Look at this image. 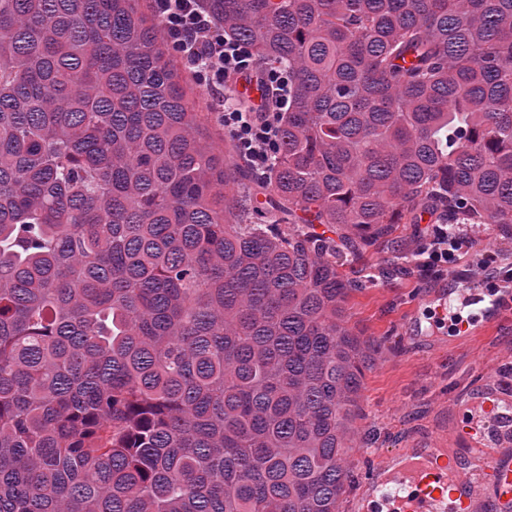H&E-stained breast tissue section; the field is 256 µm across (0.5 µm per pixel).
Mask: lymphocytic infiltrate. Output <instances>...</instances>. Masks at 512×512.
<instances>
[{"instance_id":"1","label":"lymphocytic infiltrate","mask_w":512,"mask_h":512,"mask_svg":"<svg viewBox=\"0 0 512 512\" xmlns=\"http://www.w3.org/2000/svg\"><path fill=\"white\" fill-rule=\"evenodd\" d=\"M154 9L173 48L183 57L196 83L218 97L225 130L255 170L266 169L279 142L277 116L288 108L291 77L287 70L259 62L250 46L227 36L203 0H154ZM258 76L267 99L263 110L225 96L235 77ZM466 239L456 224H441L431 244L419 249L424 264L455 263Z\"/></svg>"}]
</instances>
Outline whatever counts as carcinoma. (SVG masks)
<instances>
[{
  "label": "carcinoma",
  "instance_id": "obj_1",
  "mask_svg": "<svg viewBox=\"0 0 512 512\" xmlns=\"http://www.w3.org/2000/svg\"><path fill=\"white\" fill-rule=\"evenodd\" d=\"M139 2L0 0V512H342L380 343L338 241L512 255V0H204L293 71L263 177Z\"/></svg>",
  "mask_w": 512,
  "mask_h": 512
}]
</instances>
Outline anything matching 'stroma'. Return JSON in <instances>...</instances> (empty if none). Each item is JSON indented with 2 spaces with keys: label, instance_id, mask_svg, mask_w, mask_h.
Instances as JSON below:
<instances>
[{
  "label": "stroma",
  "instance_id": "stroma-1",
  "mask_svg": "<svg viewBox=\"0 0 512 512\" xmlns=\"http://www.w3.org/2000/svg\"><path fill=\"white\" fill-rule=\"evenodd\" d=\"M433 229L430 219L392 225L383 239L366 246L342 271L359 278L397 245L422 244ZM496 233L495 225H485L455 265L421 264L414 272L366 285L351 295V326L380 341L381 348L376 365L365 375L361 403L367 418L361 423L357 450L350 455L356 480L343 498L344 512H368L377 481L410 459L447 454L471 474L482 464V449L495 448L498 457L512 460V448H496L480 425L466 430L457 426L460 414L512 391V385L500 379L501 371L512 365V313L499 312L490 322L478 307H466V314L489 328L463 339L452 336L447 323L437 320L448 305L449 281L463 289L486 287V280H472L470 271L482 265L484 241Z\"/></svg>",
  "mask_w": 512,
  "mask_h": 512
}]
</instances>
